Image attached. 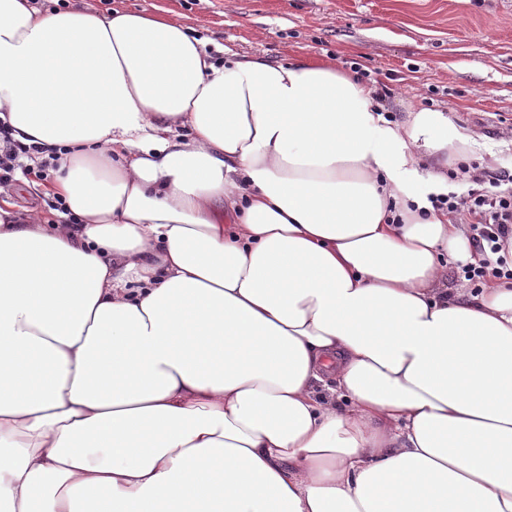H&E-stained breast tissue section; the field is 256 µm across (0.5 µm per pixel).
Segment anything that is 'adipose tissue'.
<instances>
[{"mask_svg":"<svg viewBox=\"0 0 512 512\" xmlns=\"http://www.w3.org/2000/svg\"><path fill=\"white\" fill-rule=\"evenodd\" d=\"M0 512H512V289L433 208L483 142L330 58L0 0ZM7 120L0 119V186L7 185L15 180L17 170L20 169L25 177L34 175L39 180H47L50 169H54L56 164L55 156L48 159L40 158V154L45 153V149L37 145H26L15 140ZM22 158H26L34 164H24ZM52 160V161H51ZM22 182L16 187L4 188L11 193L13 203L23 209L37 210L49 213L50 210H58L62 213L70 215L66 221L74 223L75 218L68 211L65 201L56 197L54 208H50L49 204L54 201L53 196L44 194V188L48 187L52 181V174L47 182L33 181L30 182L22 177Z\"/></svg>","mask_w":512,"mask_h":512,"instance_id":"1","label":"adipose tissue"}]
</instances>
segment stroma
<instances>
[{
	"mask_svg": "<svg viewBox=\"0 0 512 512\" xmlns=\"http://www.w3.org/2000/svg\"><path fill=\"white\" fill-rule=\"evenodd\" d=\"M112 10L176 13L215 59L272 63L334 57L360 64L403 107L448 110L486 148L479 168L512 172V0H90Z\"/></svg>",
	"mask_w": 512,
	"mask_h": 512,
	"instance_id": "35a3bbf8",
	"label": "stroma"
}]
</instances>
